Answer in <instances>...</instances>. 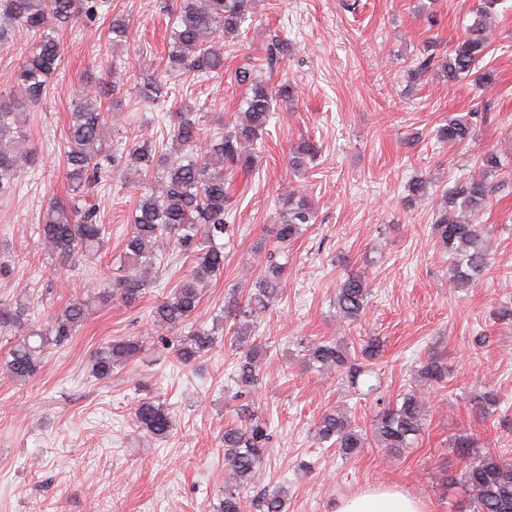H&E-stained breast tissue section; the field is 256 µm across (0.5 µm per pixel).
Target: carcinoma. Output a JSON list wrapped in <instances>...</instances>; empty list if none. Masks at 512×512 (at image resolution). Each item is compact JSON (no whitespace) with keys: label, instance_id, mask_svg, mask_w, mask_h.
Segmentation results:
<instances>
[{"label":"carcinoma","instance_id":"cac0c4a2","mask_svg":"<svg viewBox=\"0 0 512 512\" xmlns=\"http://www.w3.org/2000/svg\"><path fill=\"white\" fill-rule=\"evenodd\" d=\"M501 0H476L473 22L446 55L426 47L414 60V71H437L454 82L475 77L478 86L494 81L489 71L477 70L490 53L493 41L488 20L498 13ZM105 0H0V45L18 37L28 38L29 47L22 61L10 73L11 91L0 93V193L13 189L17 173L36 161L25 149L21 130L23 113L41 103L48 79L59 68L64 54L60 35L79 23H93L106 11ZM249 0H179L172 42L169 43L165 71L197 78H218L224 74V36L239 31L247 21ZM237 84L245 87L240 122L227 130L211 131L197 119V113L181 107L175 113L170 138L172 150L160 149L141 141L127 145L121 154L107 148L103 128L105 118L101 93H77L67 130L65 147L66 178L74 196L70 205L49 202L38 225L47 254L62 267L77 258L93 257L105 241V225L95 206L86 201V187L107 181L118 167L134 169L151 182L140 194L124 238L126 267L113 280L112 288H99L75 298L56 313L44 328L28 325L31 314L20 301L0 302V328L27 326L26 334L11 347L4 363L5 372L17 381L34 377L41 368L48 346H62L86 321L94 302L120 297L130 303L155 284V265L163 260L160 247L194 258L195 265L151 310V321L162 330L179 332L172 353L187 366L207 355L215 346V329L196 323L201 296L198 285L224 270V238L234 232L226 212L228 185L234 172L250 167L256 148L265 141L272 106L279 99L293 98L287 86L274 85L255 74L253 65L244 63L234 72ZM139 100L158 104L173 94L167 81L149 78L140 84ZM474 135L471 122L450 117L436 130L439 142L468 143ZM316 146L303 142L288 158V167L298 171L305 158L313 157ZM476 174L463 173L442 196L432 224L434 235L453 259L452 280L470 286L488 271L489 257L484 246L482 225L473 218L491 201V179L504 173L505 164L497 152L487 150L476 158ZM282 223L275 227L276 246L269 249L263 272L246 296L233 291L224 297V318L232 319V350L237 352L235 383L241 393L250 392L258 381L262 343L253 342L257 319L262 317L283 293L286 266L279 262L282 250L296 240L303 227L315 221L311 200L290 195ZM369 287L364 275L350 274L336 289V308L342 318L355 322L368 305ZM146 339L119 337L95 352L92 374L109 379L112 373L139 356ZM306 357L323 368L344 369L351 383L365 374L351 361L346 350L333 342L308 347ZM418 375L439 384L448 377V365L430 357L418 368ZM479 413L490 414L499 404L497 394L486 391L474 398ZM137 427L156 438L170 433L173 421L169 408L160 402L141 399L134 406ZM422 428V403L415 393L401 402L384 404L377 412L372 435L383 448L408 447L411 436ZM314 438L327 443L344 456H352L366 445L367 435L352 425L341 412L327 411L314 425ZM224 463L227 477L218 512H242V491L255 471L268 460L270 425L262 415L243 408L239 422L224 428ZM473 442L466 437L456 447L465 449L455 483L469 500L471 512H512V464L485 453L470 455ZM285 492L280 487L262 494L259 512H284Z\"/></svg>","mask_w":512,"mask_h":512}]
</instances>
